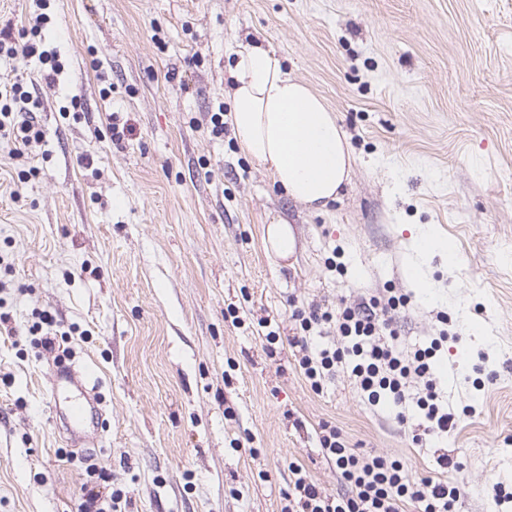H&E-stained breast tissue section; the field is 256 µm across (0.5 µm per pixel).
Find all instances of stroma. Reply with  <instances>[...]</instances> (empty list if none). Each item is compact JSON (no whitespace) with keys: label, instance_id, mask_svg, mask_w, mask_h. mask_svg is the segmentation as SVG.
<instances>
[{"label":"stroma","instance_id":"stroma-1","mask_svg":"<svg viewBox=\"0 0 512 512\" xmlns=\"http://www.w3.org/2000/svg\"><path fill=\"white\" fill-rule=\"evenodd\" d=\"M54 83L0 57L45 132L0 136V512H280L301 464L340 484L316 432L494 512L512 482V0H52ZM273 47L346 130L353 172L315 213L282 196L232 131L231 49ZM124 128L114 141L110 125ZM287 221L294 256L267 253ZM432 298L413 285L422 234ZM343 256L334 257V248ZM389 292L407 349L447 328L435 375L456 426L439 448L364 401L346 372L314 393L291 312ZM236 309L242 325L225 319ZM49 312L60 347L32 327ZM280 341L268 352L265 336ZM93 370L104 443L70 446L60 363ZM461 462L443 471L437 452Z\"/></svg>","mask_w":512,"mask_h":512}]
</instances>
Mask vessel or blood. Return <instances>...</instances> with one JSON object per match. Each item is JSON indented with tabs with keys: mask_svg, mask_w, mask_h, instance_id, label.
Masks as SVG:
<instances>
[{
	"mask_svg": "<svg viewBox=\"0 0 512 512\" xmlns=\"http://www.w3.org/2000/svg\"><path fill=\"white\" fill-rule=\"evenodd\" d=\"M97 390L92 381V374L87 370H75L66 366L58 368L54 379L52 392L69 393L68 418L70 420V440L72 445H88L100 447L101 441L97 435L88 433L85 429L89 414L93 411V396Z\"/></svg>",
	"mask_w": 512,
	"mask_h": 512,
	"instance_id": "1",
	"label": "vessel or blood"
}]
</instances>
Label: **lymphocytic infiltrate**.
Returning a JSON list of instances; mask_svg holds the SVG:
<instances>
[{
  "label": "lymphocytic infiltrate",
  "instance_id": "obj_1",
  "mask_svg": "<svg viewBox=\"0 0 512 512\" xmlns=\"http://www.w3.org/2000/svg\"><path fill=\"white\" fill-rule=\"evenodd\" d=\"M406 302L403 296H373L338 308L313 305L293 310L296 334L290 344L312 391L322 392L337 368L349 367L368 404L385 401L398 407L397 418L403 423L422 419L423 431L413 437L419 444L427 435L446 436L454 425V416L445 409L433 377V357L447 334L439 332L425 348H402L387 314ZM327 325L335 326L342 346L315 344L316 333ZM318 441L322 456L335 466L337 477L345 484V492L325 494L303 466L294 463L280 512H401L407 502L417 512H456L459 485L429 477L416 480L399 459L356 452L341 429L329 422L321 424Z\"/></svg>",
  "mask_w": 512,
  "mask_h": 512
}]
</instances>
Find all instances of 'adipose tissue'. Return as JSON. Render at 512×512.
<instances>
[{
	"label": "adipose tissue",
	"instance_id": "ef3b65f1",
	"mask_svg": "<svg viewBox=\"0 0 512 512\" xmlns=\"http://www.w3.org/2000/svg\"><path fill=\"white\" fill-rule=\"evenodd\" d=\"M233 55L229 122L241 151L289 200L324 211L339 199L354 162L336 113L275 50L242 41Z\"/></svg>",
	"mask_w": 512,
	"mask_h": 512
}]
</instances>
